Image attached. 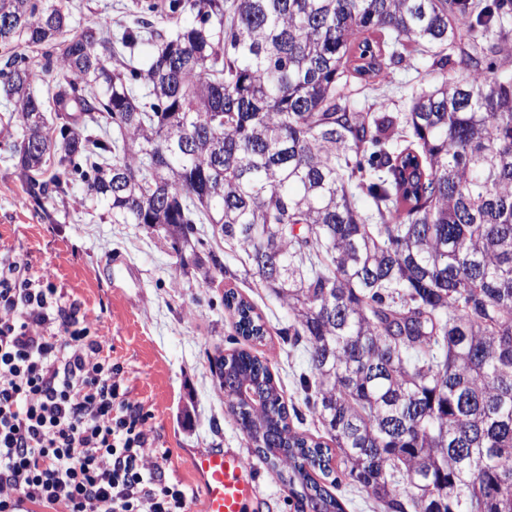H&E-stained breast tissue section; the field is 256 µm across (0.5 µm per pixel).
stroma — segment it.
<instances>
[{
  "mask_svg": "<svg viewBox=\"0 0 512 512\" xmlns=\"http://www.w3.org/2000/svg\"><path fill=\"white\" fill-rule=\"evenodd\" d=\"M149 2L70 0V9L74 18L92 14L116 31L131 25ZM448 57V64L437 68L431 58L411 55L382 82L352 80L347 105L354 112L381 106L403 115L413 95L462 75L458 52ZM16 138L15 129L0 125V255L22 258L34 273L50 270L66 304L99 314L109 357L149 415L146 465L161 464L166 482L185 489L187 512H201L202 491L188 459L199 450L232 448L257 469L264 512H296L287 485L254 455L230 414L215 367L219 357L245 345L224 308V293L232 290L266 322L268 333L255 351L268 359L286 402L296 410L293 430L322 436L300 384L310 372L308 356L285 341L281 330L287 318L280 303L245 278L236 253L221 251L220 271L209 264L182 268L170 246L145 225L115 224L102 210H90L82 185L44 207L30 204L4 149Z\"/></svg>",
  "mask_w": 512,
  "mask_h": 512,
  "instance_id": "35a3bbf8",
  "label": "stroma"
}]
</instances>
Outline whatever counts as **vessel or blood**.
I'll return each instance as SVG.
<instances>
[{
	"instance_id": "vessel-or-blood-1",
	"label": "vessel or blood",
	"mask_w": 512,
	"mask_h": 512,
	"mask_svg": "<svg viewBox=\"0 0 512 512\" xmlns=\"http://www.w3.org/2000/svg\"><path fill=\"white\" fill-rule=\"evenodd\" d=\"M189 462L202 489V512H253L258 483L239 452L216 448L196 453Z\"/></svg>"
}]
</instances>
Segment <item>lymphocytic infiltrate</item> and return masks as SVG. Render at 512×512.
<instances>
[{"instance_id": "1", "label": "lymphocytic infiltrate", "mask_w": 512, "mask_h": 512, "mask_svg": "<svg viewBox=\"0 0 512 512\" xmlns=\"http://www.w3.org/2000/svg\"><path fill=\"white\" fill-rule=\"evenodd\" d=\"M51 278L0 257V512H186L185 491L144 467L147 416L98 315Z\"/></svg>"}]
</instances>
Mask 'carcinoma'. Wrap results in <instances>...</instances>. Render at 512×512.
<instances>
[{"mask_svg": "<svg viewBox=\"0 0 512 512\" xmlns=\"http://www.w3.org/2000/svg\"><path fill=\"white\" fill-rule=\"evenodd\" d=\"M120 33L67 0H0V120L27 198L84 185L114 224H145L181 264L196 225L243 254L304 345L306 405L330 443L292 429L268 362L218 377L296 512H343L316 478L340 455L383 512H512V0H166ZM463 43L466 74L403 118L341 106L404 59ZM120 63L112 65V59ZM41 82L39 95L33 85ZM379 148L352 201L358 157ZM238 333H267L235 292Z\"/></svg>", "mask_w": 512, "mask_h": 512, "instance_id": "cac0c4a2", "label": "carcinoma"}]
</instances>
